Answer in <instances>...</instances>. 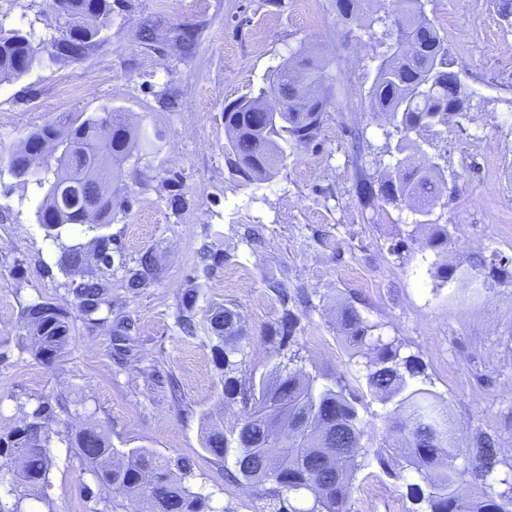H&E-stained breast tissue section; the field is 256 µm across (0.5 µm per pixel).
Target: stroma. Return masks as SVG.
Returning a JSON list of instances; mask_svg holds the SVG:
<instances>
[{
    "label": "stroma",
    "instance_id": "obj_1",
    "mask_svg": "<svg viewBox=\"0 0 512 512\" xmlns=\"http://www.w3.org/2000/svg\"><path fill=\"white\" fill-rule=\"evenodd\" d=\"M378 22L357 27L336 0H112V18L78 61L34 65L22 78L0 77V437L20 425L38 398L62 400L68 412L49 421L50 487L44 501L13 485L0 456V512H135L90 497L92 476L70 443L88 422L100 424L121 451L146 448L188 463L187 483L230 512H260L252 489L226 479L223 462L202 445L208 420L232 425L240 404L224 398V371L205 315L214 305L244 317L249 341L242 370L256 376L274 364L268 336L281 307L269 289L302 290L314 307L301 312L299 342L308 371L343 379L359 397L364 446L383 449L388 405L366 391L362 368L331 323L334 300L354 301L367 323L417 355L426 386L438 395L460 434L495 435L501 483L512 480V22L497 0H431L428 15L448 41L464 91L463 125L449 123L428 149L445 183L433 223L447 227L448 248L409 241L414 204L362 207L354 185L378 179L393 164L396 138L370 108L376 68L392 43V0H377ZM154 25L152 43L138 30ZM0 26L48 49L58 36L49 0H0ZM195 31L185 54L172 29ZM308 49L327 62L332 105L317 147L289 154L279 173L243 185L225 163L224 109L268 85L273 73ZM122 115L157 137L156 147L122 166L107 224H66L47 233L36 210L44 191L22 182L8 158L36 127L77 115ZM187 200L181 211L171 195ZM115 238L123 261L143 251L157 277L140 294L126 292L122 263L88 272L106 285L97 323L80 314L75 273L58 265L63 248L92 251ZM219 262L204 268L203 252ZM499 270H492V261ZM455 274L441 282V265ZM196 289L197 332L177 323L181 295ZM48 303L72 324L64 356L43 364L24 338V309ZM132 320L121 340L113 329ZM325 345L316 353L314 340ZM351 512H410L399 482L371 464L358 474Z\"/></svg>",
    "mask_w": 512,
    "mask_h": 512
}]
</instances>
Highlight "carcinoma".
<instances>
[{"mask_svg": "<svg viewBox=\"0 0 512 512\" xmlns=\"http://www.w3.org/2000/svg\"><path fill=\"white\" fill-rule=\"evenodd\" d=\"M394 51L378 67L370 90L371 108L385 114L398 138L391 146L397 168L382 174L379 183L363 179L356 195L365 207L375 201L401 203L413 200L421 219L416 226L431 223L429 216L439 199L440 165L426 159L425 132L448 125L452 117L467 118L448 93L460 86L455 70L448 68V42L433 21L421 14L419 0H397ZM340 15L362 28L374 21L373 0H336ZM68 16L74 22L86 13L99 10L112 13L110 0H65ZM93 42L76 37L57 49L62 62L81 58ZM34 47L19 30L0 27V74L20 78L28 73L27 60L35 58ZM326 81V65L311 54L300 56L277 70L269 89L256 96H242L224 110L227 138L226 160L232 174L245 184L269 180L278 173L287 148L306 149L318 138L328 116L330 102L318 92ZM288 97V108H279ZM109 148L112 183L121 180L122 164L134 153L155 146L147 133H136L118 118L77 116L64 129L46 123L32 130L8 161L13 175L46 188L37 216L51 232L58 228L53 218L64 214L62 224H86L84 207L62 199L60 187L75 178L73 160L66 143L83 148L85 161L93 163L100 140ZM39 149L54 150L56 168L50 167L34 179L25 177L31 154ZM83 202H97L92 221L110 223L112 199L95 183L82 186ZM421 245L433 250L448 247V230H437ZM120 246L111 237L98 240L96 263L110 267ZM88 263L80 248H66L58 264L75 271ZM153 256L144 252L132 267L125 269V288L138 294L155 278ZM278 297L282 315L269 336L276 357L271 371L256 379L242 378L243 343L248 340L241 314L234 308L215 305L209 310L210 330L218 339L215 346L224 367V398L237 400L243 414L229 428L209 425L203 448L211 456L232 458L229 480L255 488L265 501L262 512H351L350 501L356 476L369 454L362 445L364 422L357 399L346 393V385L336 380L323 383L305 370L297 333L300 316L292 304L301 293L291 294L284 285L268 284ZM106 289L92 276L73 287L79 311L89 322L106 304ZM196 303L193 290L181 296L180 311L185 332H192ZM24 318L33 322L30 331L35 356L51 363L65 353L71 340L66 316L48 303L26 307ZM336 333L351 356L365 358L367 390L385 404L391 442L388 453L377 454V461L392 478L403 483L406 496L415 505L413 512H512V493H463L464 477L482 486L497 479L499 448L496 440L481 432L466 445L437 397L425 388L424 369L414 355H405L394 339L368 324L353 302L339 300L335 313ZM56 417L47 400L38 402L21 425L0 438V454L19 460L14 483L17 487L45 491L52 463L48 422ZM339 433L346 451L336 453L331 436ZM76 455L88 466L99 500L110 503V494L144 504L141 512H219L209 497L186 485L190 465L182 463L173 472L171 462L146 448L121 452L112 447L108 434L89 425L75 432L71 440Z\"/></svg>", "mask_w": 512, "mask_h": 512, "instance_id": "carcinoma-1", "label": "carcinoma"}]
</instances>
